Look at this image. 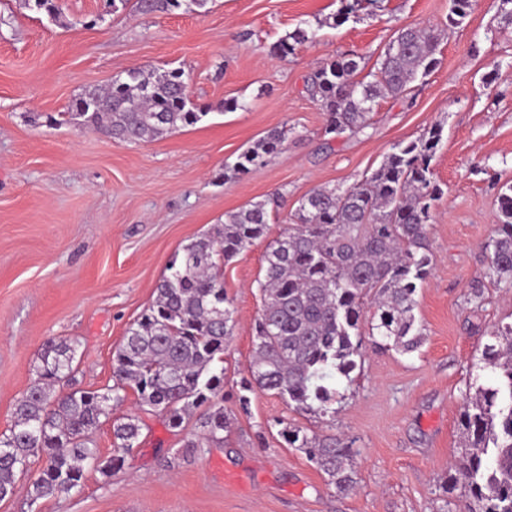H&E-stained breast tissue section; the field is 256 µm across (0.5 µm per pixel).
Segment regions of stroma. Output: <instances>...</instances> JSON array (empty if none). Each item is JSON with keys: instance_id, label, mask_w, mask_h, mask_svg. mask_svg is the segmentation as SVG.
<instances>
[{"instance_id": "35a3bbf8", "label": "stroma", "mask_w": 512, "mask_h": 512, "mask_svg": "<svg viewBox=\"0 0 512 512\" xmlns=\"http://www.w3.org/2000/svg\"><path fill=\"white\" fill-rule=\"evenodd\" d=\"M56 3L52 18L26 0H0V433L49 340L79 341L81 387L110 385L112 355L175 253L225 213L284 193L268 238L277 237L313 188L360 182L394 145L436 124L443 141L432 166L444 196L429 228L433 269L416 296L425 340L410 354L366 342L352 380H336L335 426L257 390L222 447L184 458L199 424L175 432L146 413L124 469L87 472L81 488L35 502L21 478L0 512H457L441 482L461 449L463 397L473 379L490 382L476 368L483 345L512 321V288L487 282L483 250L497 192L512 185V25L498 0H477L454 30L448 0H382L339 26V0H210L202 13L151 16L113 11L112 0ZM300 26L316 42L271 54ZM414 26L440 31L437 68L410 98L380 99L367 133L325 135L306 78L340 53L373 67L394 32ZM133 67L184 70L205 118L136 143L61 122L72 98ZM231 100L239 109L226 110ZM273 128L285 132L283 150L224 180L225 166ZM267 240L224 267L236 318L224 354L229 409L253 347ZM282 419L351 441L356 488L329 489L282 442Z\"/></svg>"}]
</instances>
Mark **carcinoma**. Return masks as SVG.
Listing matches in <instances>:
<instances>
[{
  "label": "carcinoma",
  "mask_w": 512,
  "mask_h": 512,
  "mask_svg": "<svg viewBox=\"0 0 512 512\" xmlns=\"http://www.w3.org/2000/svg\"><path fill=\"white\" fill-rule=\"evenodd\" d=\"M209 0H119L143 15ZM476 0H448L446 27L459 28ZM364 8L363 0H341L334 24ZM316 38L298 27L274 46L290 54ZM439 38L428 28L402 30L387 44L375 69L361 73L356 56L342 54L307 80V90L325 115V134L356 135L370 128L378 99L406 95L410 84L438 63ZM184 72L160 74L132 68L105 91L76 96L65 121L114 139L138 142L200 122L207 113L186 94ZM436 124L421 138L400 142L366 180L345 189L319 186L298 200L293 223L267 245L259 281L262 309L253 327L249 377L240 381L235 405L249 413L255 389L288 408L336 421L335 375L351 379L362 356L364 336L382 347L412 353L424 340L414 309L418 287L432 266L429 226L443 190L432 160L442 140ZM285 142V132H266L238 156L229 175L265 165ZM284 194L249 203L224 215L204 236L183 246L162 277L152 306L127 329L112 358L113 384L76 387V340L49 341L34 366L35 379L18 400L13 421L0 435V500L11 496L30 458L41 461L31 482V501L56 497L81 486L89 470L104 477L123 469L141 435L138 412L163 416L182 431L194 414L202 433L186 440L182 455L224 444L235 412L224 408V350L235 328L224 292V265L268 235L272 214ZM486 276L512 288V185L497 196V224L484 245ZM481 369L496 375L466 395L459 417L463 451L448 470L447 485L459 490L458 512H512V322L489 334ZM136 395V411L114 415ZM112 425V455L103 457L95 434ZM279 435L304 453L340 493L354 489L352 444L334 436L283 424Z\"/></svg>",
  "instance_id": "1"
}]
</instances>
